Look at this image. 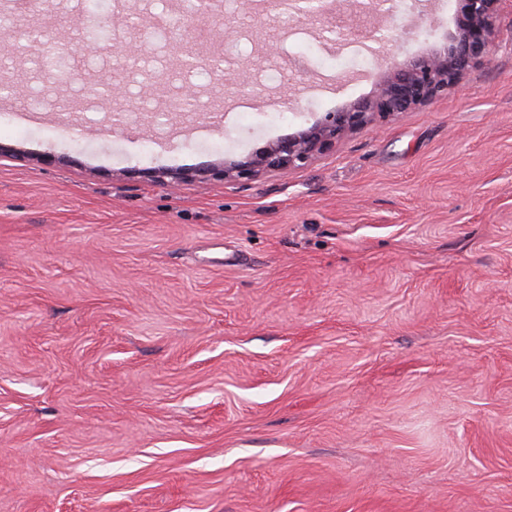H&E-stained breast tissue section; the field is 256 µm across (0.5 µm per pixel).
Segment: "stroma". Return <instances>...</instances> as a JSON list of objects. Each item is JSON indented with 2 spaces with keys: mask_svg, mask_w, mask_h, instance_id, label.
Listing matches in <instances>:
<instances>
[{
  "mask_svg": "<svg viewBox=\"0 0 512 512\" xmlns=\"http://www.w3.org/2000/svg\"><path fill=\"white\" fill-rule=\"evenodd\" d=\"M34 51L0 74V512H512V5L459 88L288 175L154 184L254 153L441 49L456 0L365 35L264 6L31 0ZM165 22L166 44L152 40ZM225 66L171 67L199 28ZM306 54L293 96L289 60ZM170 70L159 91L133 73ZM124 85L93 111L55 89ZM208 113L149 123L183 85Z\"/></svg>",
  "mask_w": 512,
  "mask_h": 512,
  "instance_id": "stroma-1",
  "label": "stroma"
}]
</instances>
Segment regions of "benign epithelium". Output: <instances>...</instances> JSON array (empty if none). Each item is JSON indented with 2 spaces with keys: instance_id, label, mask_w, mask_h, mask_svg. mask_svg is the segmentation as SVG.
<instances>
[{
  "instance_id": "1",
  "label": "benign epithelium",
  "mask_w": 512,
  "mask_h": 512,
  "mask_svg": "<svg viewBox=\"0 0 512 512\" xmlns=\"http://www.w3.org/2000/svg\"><path fill=\"white\" fill-rule=\"evenodd\" d=\"M502 2L504 0H458L456 28L448 34L444 50L391 63L379 75L373 96L325 112L310 127L278 139L255 155L244 159L226 158L197 171L159 167L152 172V181L160 186H171L212 176L239 184L268 174L285 176L309 164L356 129L425 104L458 85L469 69L490 54ZM278 5L302 17L318 18L329 16L342 7L338 0H280ZM381 12L392 19L398 9L388 6L387 0L362 2L360 13L376 16ZM215 54L212 48L202 51L193 44L179 45L175 48L174 59L177 66L192 69L195 63L208 62ZM251 75L252 64L240 63L232 84L239 89L252 88Z\"/></svg>"
}]
</instances>
